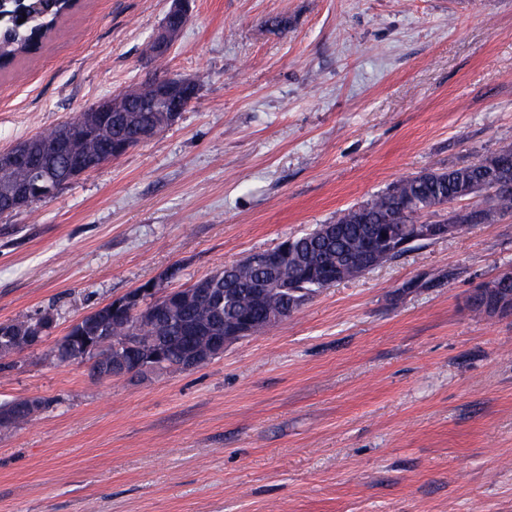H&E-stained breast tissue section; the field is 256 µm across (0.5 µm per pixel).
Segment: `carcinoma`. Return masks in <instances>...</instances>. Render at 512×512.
Instances as JSON below:
<instances>
[{"label":"carcinoma","instance_id":"obj_1","mask_svg":"<svg viewBox=\"0 0 512 512\" xmlns=\"http://www.w3.org/2000/svg\"><path fill=\"white\" fill-rule=\"evenodd\" d=\"M73 4L70 0H51L42 8L35 9L29 0H0V65L8 64L19 55L36 53L43 38L57 19ZM26 21L19 22V19ZM151 112H114L105 125L92 126L86 138L95 145L125 137L153 138L167 129L150 124ZM22 144L36 157L33 170L0 171V216L11 215L28 208L38 201L26 197L23 204L15 203V191L20 186L34 183L48 186L51 192L73 180V173L51 142L37 133ZM479 198L470 208H460L457 203L466 198ZM512 213V144L501 146L494 153L465 166L451 169H428L402 177L384 191L365 202L339 212L332 224L336 234L327 236L314 228L291 238L288 260L278 269L266 270L245 259L235 264L233 282H224V272L211 275V287L226 294L221 303L213 306L207 302H192L176 308L160 318L144 316L137 320L125 317L109 321L97 330L95 349L86 359L100 368L112 362L116 354V338L136 337L137 346L149 349L157 343L165 345L168 366H179L183 342L181 327L194 323L209 336L224 330V325L241 315H248L256 332L269 328L268 315L273 312L288 313L287 290L303 291L313 296L321 287L311 285L307 273L327 264L350 267L357 257L364 240L374 230L393 227L401 238L411 234V227L424 218H439L445 222L460 224L466 228L474 224H492ZM502 289L512 295V282L504 285L501 279L485 283L475 290L483 301H490L492 290ZM49 321L43 313L26 319L0 322V370L9 367L6 360L14 355V345L4 339L8 331L24 334L36 332ZM76 330L67 332L56 340L52 351L62 363L68 361L72 348L71 337ZM0 409L12 415V419L0 421V431H9L28 422L24 400L16 399L1 404Z\"/></svg>","mask_w":512,"mask_h":512}]
</instances>
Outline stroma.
<instances>
[{"label":"stroma","mask_w":512,"mask_h":512,"mask_svg":"<svg viewBox=\"0 0 512 512\" xmlns=\"http://www.w3.org/2000/svg\"><path fill=\"white\" fill-rule=\"evenodd\" d=\"M82 0L0 70V150L156 75L176 123L0 217V321L53 317L0 372V512H512V214L323 289L190 370L99 379L54 338L185 288L425 169L512 143V0ZM283 21L280 29L272 21ZM175 277H167L170 268ZM186 4L187 0H173V6L167 13L159 32L152 39V44L167 51L188 21ZM0 408L12 415L11 420L0 421V431H9L19 427L21 424L28 422V412L24 408V400L16 399L7 404H0Z\"/></svg>","instance_id":"35a3bbf8"}]
</instances>
